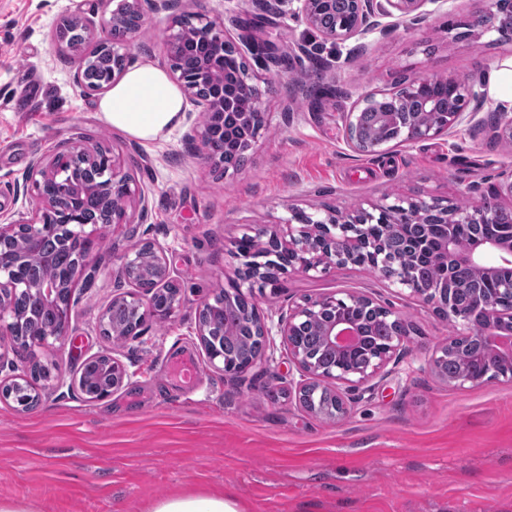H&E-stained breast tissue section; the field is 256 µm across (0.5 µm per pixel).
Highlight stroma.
<instances>
[{
  "label": "stroma",
  "mask_w": 512,
  "mask_h": 512,
  "mask_svg": "<svg viewBox=\"0 0 512 512\" xmlns=\"http://www.w3.org/2000/svg\"><path fill=\"white\" fill-rule=\"evenodd\" d=\"M485 0H438L424 21H406L339 45L290 12L262 13L254 0H171L146 12L128 47L132 63L170 69L171 18L198 13L232 37L251 32L294 53L293 69L244 53L268 126L235 171L214 167L179 124L141 144L100 118V93L74 82L81 56L55 48L63 18L99 22L100 0H0V224L35 211L31 165L65 145H99L135 184L130 213L143 222L110 227L96 244L98 271L73 290L72 332L52 362L65 384L48 381L41 404L19 410L0 399V502L34 512H148L181 493L229 490L245 512H512V383L455 388L426 369L454 332L452 322L367 269L288 274L277 292L255 293L262 313L307 298L361 292L409 324L401 361L354 394L348 416L330 420L300 407L299 379L281 342L246 378L224 375L195 334L199 306L231 288L238 265L225 246L247 224H274L287 207L348 212L406 196L482 201L470 185L512 181V143L494 137L500 103L484 96L486 130L388 145L375 155L346 143L343 114L358 97L428 73L486 80L512 59V41L487 32L458 41ZM151 240L173 256L182 304L174 321L148 322L120 342L100 317L127 290L114 274L132 244ZM125 366L123 387L90 401L68 386L92 356ZM195 372L186 380L183 367Z\"/></svg>",
  "instance_id": "35a3bbf8"
}]
</instances>
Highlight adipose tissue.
<instances>
[{
    "label": "adipose tissue",
    "instance_id": "adipose-tissue-1",
    "mask_svg": "<svg viewBox=\"0 0 512 512\" xmlns=\"http://www.w3.org/2000/svg\"><path fill=\"white\" fill-rule=\"evenodd\" d=\"M183 94L169 75L151 63L136 65L100 99L102 120L112 129L143 143L174 130L181 117ZM151 512H244L230 493L170 496Z\"/></svg>",
    "mask_w": 512,
    "mask_h": 512
}]
</instances>
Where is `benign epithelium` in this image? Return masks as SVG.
<instances>
[{"instance_id":"obj_1","label":"benign epithelium","mask_w":512,"mask_h":512,"mask_svg":"<svg viewBox=\"0 0 512 512\" xmlns=\"http://www.w3.org/2000/svg\"><path fill=\"white\" fill-rule=\"evenodd\" d=\"M159 13L170 7V0H118L109 16L102 18L100 27L111 30L121 19L142 15V2ZM298 3L297 12L309 27L333 43L363 37L377 29L385 30L390 24L383 18L421 21L425 18L423 7L437 0H257L263 8L273 11L285 2ZM490 8L473 19L474 38L485 32L495 31L505 39H512V0H489ZM194 34L208 48V56L191 73L173 69L185 99L218 118L232 115L234 125L224 129V146L214 141V127L210 123L193 125L186 133L190 140L200 139L206 149L205 158L224 172L236 170L232 155L237 142L243 141V150H249L266 125L260 93L252 83L247 69L222 65L224 49L234 46L224 24L204 14L195 16ZM67 22L78 26L86 44L100 47L106 44L93 23L74 14ZM269 60L287 73L291 59L271 45H263ZM482 94L473 85L456 77L444 79L436 75L421 76L404 81L388 91L369 93L357 100L344 116V133L347 144L361 153H377L391 142L414 144L440 136H449L463 122L471 129L483 125L475 120V111H466L467 100L480 101ZM376 117L373 129L365 136L359 135L363 114ZM427 120L420 119L421 114ZM69 156L70 165L88 163L99 168L106 176L104 189L112 198L128 201L134 194L132 180L120 161L100 147L75 145L62 150ZM29 180L34 190L40 192L41 207L28 217H21L10 224H0V357L2 350L15 345L13 338L25 336L27 348L42 351L62 349L70 328L72 288L81 280L90 281L96 267L89 262L90 252L79 255L70 270L52 281L35 285L21 279L18 265L24 260L27 249L43 237L55 232L59 224L71 225L87 243L94 244L96 229L86 230L81 201L87 186L68 177V169L56 161L44 165L32 164ZM499 210L485 204L462 207L438 198L403 197L392 203L362 206L343 215L326 209L308 213L288 207V217L274 225H247L245 231L233 242L231 254L239 261L234 291L224 292V303L231 304L234 296L252 293L253 289L271 286L277 291L282 277L301 272L325 274L336 267L348 265L368 267L391 284L410 291L420 303L435 313H443L457 324L455 335L440 346L427 363V369L449 385L463 387L480 385L489 381L512 382V308L502 309L495 301L482 294H475L472 304L483 310L484 318L475 321L471 314L450 300L455 292L453 273L442 281L425 284L416 275L415 266L396 262L381 241L370 234L374 224H447L450 232L440 240L433 258L447 262L448 254L455 255L457 269L477 267L487 276L498 281L496 293L512 297V277L503 278L500 267L512 265V225L499 224ZM468 224H497L498 232L488 238L473 240L462 245L456 229ZM173 265L167 251L152 241H139L131 245L120 257L116 271L118 279L133 289L113 296L112 302L125 305L134 315L132 326L124 331L131 336L147 318L168 322L180 307V288L172 276ZM153 283L152 291L140 290L143 280ZM29 294L37 308H50L59 314V321L51 327L25 330V323L12 310L14 297ZM351 308L363 314L377 315L391 326V336L379 349L361 347L362 332L358 324L337 315V308ZM319 323L326 344L342 354L334 363L316 360L298 342L300 329L307 323ZM251 335L259 337V351L239 365H228L224 355L211 343L210 327L198 321L197 334L210 361L222 362L221 370L232 377H241L261 362L267 344L279 336L300 371V381L295 386L297 395L317 386L331 400L336 420L345 418L350 411V399L341 391H352L380 375L396 361L404 350L408 325L391 308L383 306L365 294L334 293L315 299H306L281 313L278 317L259 314L247 319ZM106 370L95 399L102 400L120 389L127 377L124 365L114 356L99 354ZM457 358L462 363L460 371L448 375V359ZM0 398L12 400L23 411L40 402L38 389L28 375H18L10 382L0 383Z\"/></svg>"}]
</instances>
